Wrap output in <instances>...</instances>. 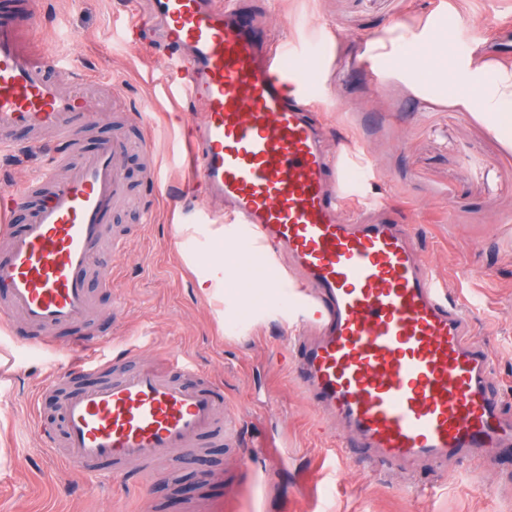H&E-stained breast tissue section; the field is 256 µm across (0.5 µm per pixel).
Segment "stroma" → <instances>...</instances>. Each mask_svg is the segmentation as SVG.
Instances as JSON below:
<instances>
[{
  "label": "stroma",
  "instance_id": "1",
  "mask_svg": "<svg viewBox=\"0 0 512 512\" xmlns=\"http://www.w3.org/2000/svg\"><path fill=\"white\" fill-rule=\"evenodd\" d=\"M40 41L79 67L104 76L117 95L109 119L83 137L85 150L119 132L147 146L122 159L127 201L106 224L126 234L124 254L99 247L90 275L101 339L97 356L132 343L147 356L188 354L222 381L243 417L242 435L279 436L285 461L245 464L220 440H203L175 456L170 475L149 483L115 484L103 472L51 470L45 437L60 436L59 395L42 391L43 377L67 366L69 345L85 328L56 334L66 351L31 347L32 329L0 326V512H512V447L489 451L485 467L439 469L421 464L427 496L409 499L403 475L377 474L341 423L320 433L315 406L283 359L288 335L266 309L261 288H203L210 269L232 279L242 252L200 224L191 211L194 188L183 163L187 128L201 113L173 99L160 77L158 46L124 36L131 14L146 16L147 0H39ZM260 21L294 40L290 67L321 53L309 88L325 122L324 146L361 177L364 194L386 199L408 225L416 255L433 267L449 297L473 310V344L492 365L491 391L512 411V148L454 95L416 87L397 59L378 57L375 41L397 32L447 24L451 62L512 61V0H248ZM382 70L373 83L364 70ZM114 279L111 289L101 279ZM126 301L123 341L112 338V300ZM194 486L182 497L176 485Z\"/></svg>",
  "mask_w": 512,
  "mask_h": 512
}]
</instances>
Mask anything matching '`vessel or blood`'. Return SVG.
I'll list each match as a JSON object with an SVG mask.
<instances>
[{
  "instance_id": "b4317fda",
  "label": "vessel or blood",
  "mask_w": 512,
  "mask_h": 512,
  "mask_svg": "<svg viewBox=\"0 0 512 512\" xmlns=\"http://www.w3.org/2000/svg\"><path fill=\"white\" fill-rule=\"evenodd\" d=\"M150 2L147 22L131 19L125 35L151 33L167 51L170 95L200 104L204 118L187 145L199 212L219 210L245 246L236 287L272 289L270 304L314 330L288 355L321 417L340 419L386 470L460 457L476 468L486 449L512 445V419L489 395L491 363L471 342L467 307L415 257L403 225L363 222L350 174L324 152L309 116L315 103L298 96L312 66L290 69L278 34L237 0ZM41 26L38 0H0V152L44 155L27 184L0 188V322L34 328L33 344L45 350L60 346L54 329L97 315L86 276L99 243L123 247L102 217L125 194L130 145L111 137L84 150V128L112 98L81 92L86 77L50 46L25 47ZM281 254L301 296L267 264ZM89 371L102 382L69 387ZM45 386L60 394L54 468L92 464L121 480L134 466L145 480L213 431L241 446V415L220 383L134 346L78 360Z\"/></svg>"
}]
</instances>
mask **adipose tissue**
<instances>
[{
	"mask_svg": "<svg viewBox=\"0 0 512 512\" xmlns=\"http://www.w3.org/2000/svg\"><path fill=\"white\" fill-rule=\"evenodd\" d=\"M441 46L435 29L429 26L376 43L379 50L398 53L404 72L416 85L442 93L463 88L461 105L478 108L480 117L502 138L512 142V66L488 67L471 62L452 65ZM419 47L438 49L439 54L421 61L415 53Z\"/></svg>",
	"mask_w": 512,
	"mask_h": 512,
	"instance_id": "ef3b65f1",
	"label": "adipose tissue"
}]
</instances>
